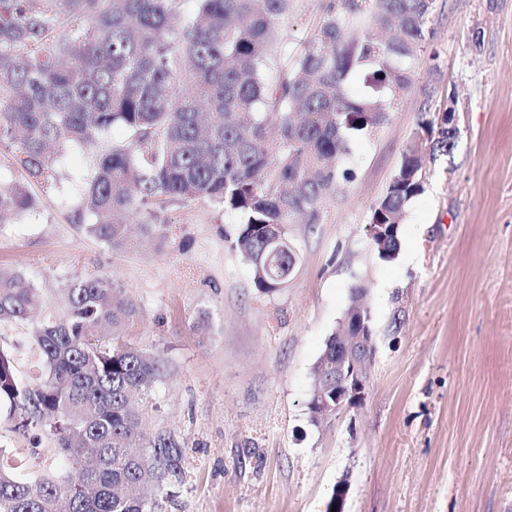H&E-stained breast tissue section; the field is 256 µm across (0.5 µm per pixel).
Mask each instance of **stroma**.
<instances>
[{"instance_id":"35a3bbf8","label":"stroma","mask_w":512,"mask_h":512,"mask_svg":"<svg viewBox=\"0 0 512 512\" xmlns=\"http://www.w3.org/2000/svg\"><path fill=\"white\" fill-rule=\"evenodd\" d=\"M324 0H296L280 31L311 37ZM434 38L390 120L358 140L346 189L316 223L288 227V285L259 292L235 248V215L169 202L165 242L112 250L75 221L79 196L35 189L32 214L0 222V269L22 272L49 311L63 290L112 276L136 306L119 343L159 357L139 405L147 435L183 451L161 512H512V0H437ZM437 60H430V53ZM454 102L450 153L427 161L400 242L379 259L366 234L423 105ZM363 288L375 354L365 400L315 425L312 370ZM19 473L57 469L0 417Z\"/></svg>"}]
</instances>
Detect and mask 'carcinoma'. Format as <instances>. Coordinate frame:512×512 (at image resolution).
Returning a JSON list of instances; mask_svg holds the SVG:
<instances>
[{
  "instance_id": "cac0c4a2",
  "label": "carcinoma",
  "mask_w": 512,
  "mask_h": 512,
  "mask_svg": "<svg viewBox=\"0 0 512 512\" xmlns=\"http://www.w3.org/2000/svg\"><path fill=\"white\" fill-rule=\"evenodd\" d=\"M0 0V145L14 149L24 176L0 179V216L36 208L33 185L79 191L85 232L130 247V211L158 239L171 201H208L239 217L236 246L255 288L288 283V254L270 240L288 225L319 218L323 200L351 183V144L388 121L409 88L436 0H329L312 38L293 47L279 22L294 0ZM368 70L371 91L349 88ZM115 126L127 140L103 151L93 175L70 185L57 169L67 146ZM448 154V126L422 110L371 224H402L424 191L421 148ZM68 316L30 329L44 365L22 377L0 348V410L35 445L47 440L77 477L20 478L0 467V512H160L131 493L180 474L182 451L141 427L133 398L161 364L103 341L134 304L108 275L65 287ZM42 305L20 272L0 270V323L27 326Z\"/></svg>"
}]
</instances>
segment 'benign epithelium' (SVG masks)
I'll use <instances>...</instances> for the list:
<instances>
[{"mask_svg": "<svg viewBox=\"0 0 512 512\" xmlns=\"http://www.w3.org/2000/svg\"><path fill=\"white\" fill-rule=\"evenodd\" d=\"M395 224L370 226L369 240L383 249ZM375 352L370 314L362 301L348 307L336 332V353H325L315 364L316 381L307 404L310 421L317 425L342 409L362 403L367 393V368Z\"/></svg>", "mask_w": 512, "mask_h": 512, "instance_id": "benign-epithelium-1", "label": "benign epithelium"}]
</instances>
